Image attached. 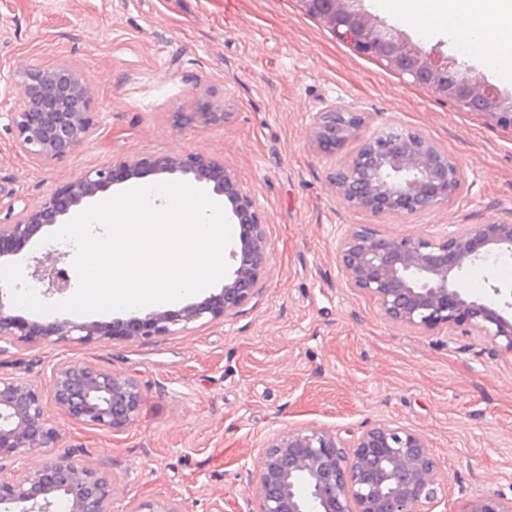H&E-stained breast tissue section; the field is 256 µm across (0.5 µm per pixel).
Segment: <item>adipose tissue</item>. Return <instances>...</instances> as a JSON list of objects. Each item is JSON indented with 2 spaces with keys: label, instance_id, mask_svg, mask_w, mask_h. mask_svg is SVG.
<instances>
[{
  "label": "adipose tissue",
  "instance_id": "adipose-tissue-1",
  "mask_svg": "<svg viewBox=\"0 0 512 512\" xmlns=\"http://www.w3.org/2000/svg\"><path fill=\"white\" fill-rule=\"evenodd\" d=\"M383 9L406 16L462 19V31L483 45V55L498 71L512 73V0H378Z\"/></svg>",
  "mask_w": 512,
  "mask_h": 512
}]
</instances>
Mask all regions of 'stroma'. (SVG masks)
Masks as SVG:
<instances>
[{
    "mask_svg": "<svg viewBox=\"0 0 512 512\" xmlns=\"http://www.w3.org/2000/svg\"><path fill=\"white\" fill-rule=\"evenodd\" d=\"M367 11L419 46L455 56L512 93L476 42L432 22ZM68 66L95 94L97 126L59 161L17 148L4 87L26 65ZM336 102L365 113L368 131L398 125L431 140L462 175L448 206L404 222L344 205L312 142L315 113ZM209 104L220 124L175 127L172 115ZM202 153L224 161L267 225L270 260L259 294L228 322L172 336L89 344L0 342V374L48 384L65 363L134 377L137 421L121 431L72 421L54 401L62 451L107 470L112 512L153 499L179 512H250L248 479L270 435L324 427L361 432L376 422L426 439L445 493L434 512H467L483 492L512 497V355L463 329L425 333L384 321L348 288L336 263L348 224L389 234L446 232L452 224H512V129L439 99L340 42L295 0H0V220L55 186L133 156ZM464 293H512V268L469 267Z\"/></svg>",
    "mask_w": 512,
    "mask_h": 512,
    "instance_id": "35a3bbf8",
    "label": "stroma"
}]
</instances>
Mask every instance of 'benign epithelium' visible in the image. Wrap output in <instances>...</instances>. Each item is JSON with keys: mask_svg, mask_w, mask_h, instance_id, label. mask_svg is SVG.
Segmentation results:
<instances>
[{"mask_svg": "<svg viewBox=\"0 0 512 512\" xmlns=\"http://www.w3.org/2000/svg\"><path fill=\"white\" fill-rule=\"evenodd\" d=\"M357 54L427 88L434 96L488 121L512 128V96L486 83L472 69L437 48L425 51L401 31L371 15L363 0H297ZM6 91L14 95L8 113L17 147L42 161H58L85 143L97 126L94 91L70 69L26 66ZM224 121V113L203 105L176 112V127ZM367 118L334 105L318 114L312 138L327 156L353 146L348 159L329 172V184L348 208L402 221L434 211L458 194L460 171L448 154L424 136L388 126L367 135ZM181 173L211 184L245 227L240 245L229 251L221 292L178 311L143 318L84 323L64 319L29 321L11 314L0 289V342L37 343L51 337L81 344L101 336L150 339L172 336L207 318L236 317L251 302L268 274L266 224L253 198L224 165L201 153L132 157L93 168L57 186L0 224V246L29 242L43 228L108 187L145 173ZM512 254V224L462 225L447 234L388 235L349 224L336 250L349 287L376 303L387 322L423 332L465 326L512 354V304L499 306L462 293L463 271L479 261ZM64 254L49 251L35 261L31 277L50 295L71 288ZM58 407L73 421L120 431L134 424L143 402L138 382L89 364L67 363L49 380ZM60 430L46 415L41 385L0 376V469L24 462L0 480V512H112L116 488L103 468L71 454L54 455ZM43 456L36 465L28 458ZM252 512H433L443 495L439 465L425 438L395 424H376L345 438L340 432L308 427L273 433L260 453ZM130 512H179L154 500H140ZM468 512H512V498L500 493L475 497Z\"/></svg>", "mask_w": 512, "mask_h": 512, "instance_id": "7a95c632", "label": "benign epithelium"}]
</instances>
